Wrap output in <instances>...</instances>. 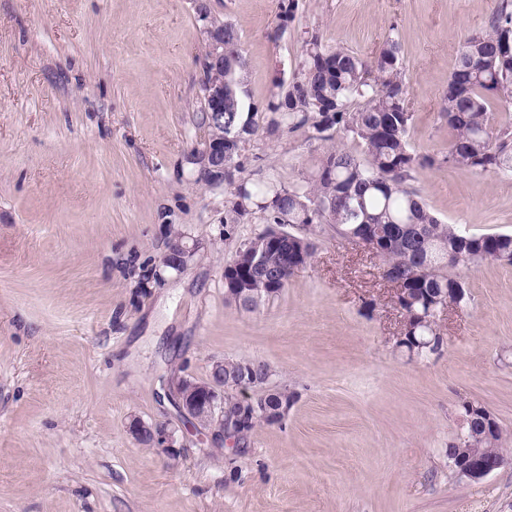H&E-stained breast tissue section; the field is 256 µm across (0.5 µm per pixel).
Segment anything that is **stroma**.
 Segmentation results:
<instances>
[{
  "instance_id": "obj_1",
  "label": "stroma",
  "mask_w": 512,
  "mask_h": 512,
  "mask_svg": "<svg viewBox=\"0 0 512 512\" xmlns=\"http://www.w3.org/2000/svg\"><path fill=\"white\" fill-rule=\"evenodd\" d=\"M499 0H0V512H512V266L460 269L469 301L442 311L434 354L396 346L402 313L383 261L333 232L257 311L224 267L263 230L224 221V188L196 182L200 11L244 48L252 172L300 183L319 153L269 135L267 100L305 30L362 55L398 41L416 153L446 151L437 110L464 35ZM411 185L444 223L512 233V177L445 164ZM193 255L162 258L173 234ZM257 359L295 401L277 423L216 435L168 399L172 379ZM503 430L505 464L454 474L461 401ZM163 423L169 456L132 420Z\"/></svg>"
}]
</instances>
